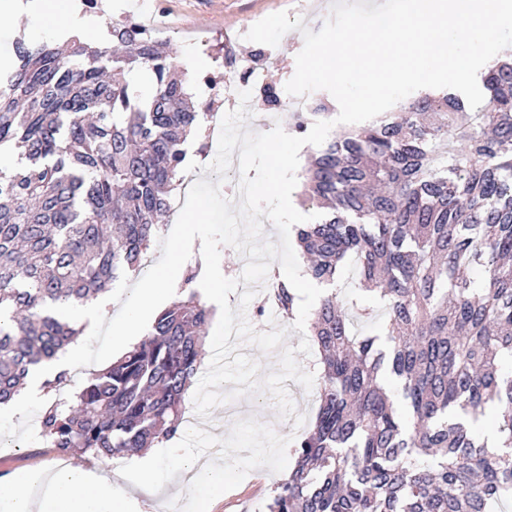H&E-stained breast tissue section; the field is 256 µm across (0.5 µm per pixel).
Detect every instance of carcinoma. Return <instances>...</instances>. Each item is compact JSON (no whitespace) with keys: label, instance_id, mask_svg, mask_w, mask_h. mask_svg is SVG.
Listing matches in <instances>:
<instances>
[{"label":"carcinoma","instance_id":"obj_1","mask_svg":"<svg viewBox=\"0 0 512 512\" xmlns=\"http://www.w3.org/2000/svg\"><path fill=\"white\" fill-rule=\"evenodd\" d=\"M108 40L20 38L0 76V150H19L0 168V405L79 334L50 304L91 302L140 271L209 119L162 41L127 20ZM142 68L144 97L129 80ZM481 82L477 109L421 95L332 136L302 173L307 199L331 211L296 242L305 275L331 291L313 312L318 411L267 512H491L512 498V59ZM448 139L465 149L441 151ZM351 259L384 311L380 335L352 332L334 289ZM198 275L186 267L177 300L74 404L44 409L51 447L120 459L178 435L211 318ZM277 295L292 315L296 291L283 281ZM488 409L498 448L469 425Z\"/></svg>","mask_w":512,"mask_h":512}]
</instances>
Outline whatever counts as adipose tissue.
Returning a JSON list of instances; mask_svg holds the SVG:
<instances>
[{"mask_svg": "<svg viewBox=\"0 0 512 512\" xmlns=\"http://www.w3.org/2000/svg\"><path fill=\"white\" fill-rule=\"evenodd\" d=\"M2 15L38 18L50 34L63 37L81 36L83 30L96 25L94 18L80 16L73 0H0ZM107 305V299L101 298L83 306H53L56 316L76 322L83 327L85 336L75 340L59 358L33 369L24 391L10 406V413L21 414L28 400L40 394L43 380L83 357L85 339L96 334ZM0 512H138V500L110 477L69 464L49 473L26 471L0 481Z\"/></svg>", "mask_w": 512, "mask_h": 512, "instance_id": "1", "label": "adipose tissue"}]
</instances>
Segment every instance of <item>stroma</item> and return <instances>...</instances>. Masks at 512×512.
<instances>
[{
	"mask_svg": "<svg viewBox=\"0 0 512 512\" xmlns=\"http://www.w3.org/2000/svg\"><path fill=\"white\" fill-rule=\"evenodd\" d=\"M128 12L155 18L162 27V40L174 64L186 56L203 59L212 72L221 61L225 42L253 50L246 33L265 16L302 10L326 16L329 0H126ZM304 44L300 31L286 33L277 46L279 64L265 69L264 82L282 87L295 73V57ZM47 398L31 401L23 415L0 416V470H51L60 457L43 437L32 435L30 422L39 420ZM301 432L293 419L280 416L265 393L246 396L215 407L209 419L196 420L170 442L176 454L208 455L210 449L228 446L233 464L224 475V489L213 492L205 478L184 484L175 466L176 455H161L154 461L152 481L157 487L154 501L143 503L141 512H267L266 505L277 485L294 465L293 445Z\"/></svg>",
	"mask_w": 512,
	"mask_h": 512,
	"instance_id": "35a3bbf8",
	"label": "stroma"
}]
</instances>
